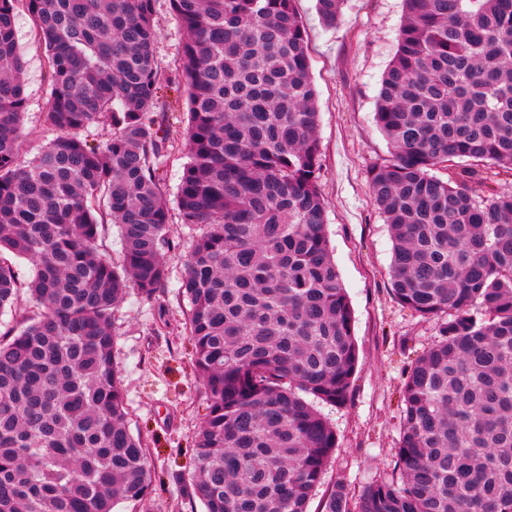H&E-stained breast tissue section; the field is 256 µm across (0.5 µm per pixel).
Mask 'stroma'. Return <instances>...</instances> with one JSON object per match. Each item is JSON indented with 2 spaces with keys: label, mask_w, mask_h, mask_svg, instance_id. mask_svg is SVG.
Returning a JSON list of instances; mask_svg holds the SVG:
<instances>
[{
  "label": "stroma",
  "mask_w": 512,
  "mask_h": 512,
  "mask_svg": "<svg viewBox=\"0 0 512 512\" xmlns=\"http://www.w3.org/2000/svg\"><path fill=\"white\" fill-rule=\"evenodd\" d=\"M295 8L307 31L310 73L317 90L326 234L353 310L358 349L347 401L320 407L337 438L308 506L309 512H320L337 484L356 494L369 481L399 478L396 448L403 385L411 365L434 343L438 330L435 321L413 313L392 293L390 232L367 182L369 169L391 156L374 114L382 76L397 48L404 2L346 0L342 18L333 28L322 24L315 0H296ZM155 18L156 56L167 74L186 34L169 0H155ZM15 29L25 61L24 150L31 159L54 137L44 122L50 86L44 50L27 13L17 14ZM164 100L165 123L174 139L167 173L168 191L173 194L186 161L188 106L182 93H165ZM192 236L187 226L171 225L166 288L152 299L129 291L112 319L114 361L128 426L146 444L153 472L146 499L118 504L115 512H204L201 502L185 492L194 472L195 436L210 405L204 383L194 373L192 346L182 331L187 302L179 286ZM10 262L20 283L19 296L14 306L0 310V333L21 326L37 311L27 288L31 263L15 256Z\"/></svg>",
  "instance_id": "obj_1"
}]
</instances>
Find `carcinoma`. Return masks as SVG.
I'll use <instances>...</instances> for the list:
<instances>
[{
    "label": "carcinoma",
    "mask_w": 512,
    "mask_h": 512,
    "mask_svg": "<svg viewBox=\"0 0 512 512\" xmlns=\"http://www.w3.org/2000/svg\"><path fill=\"white\" fill-rule=\"evenodd\" d=\"M170 2L187 39L168 83L189 100L175 202L203 228L183 264L184 332L210 399L187 496L205 512H307L336 448L313 401L344 403L358 362L307 34L295 0ZM343 2L316 0L325 26ZM154 3L0 0V254L31 262L40 309L0 339V512H113L152 484L112 315L170 278ZM405 4L375 111L392 156L368 182L393 294L439 339L404 383L401 481L356 496L340 483L321 512H512V191L493 186L512 175V0ZM18 7L46 53L56 132L29 162ZM100 122L112 134L95 144L83 132ZM107 221L119 266L100 254ZM16 294L0 258V309Z\"/></svg>",
    "instance_id": "cac0c4a2"
}]
</instances>
